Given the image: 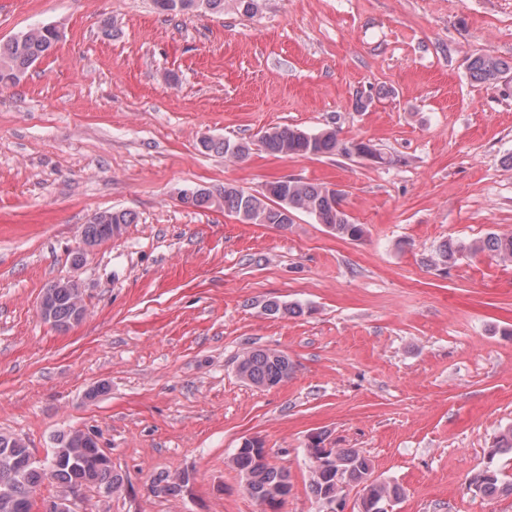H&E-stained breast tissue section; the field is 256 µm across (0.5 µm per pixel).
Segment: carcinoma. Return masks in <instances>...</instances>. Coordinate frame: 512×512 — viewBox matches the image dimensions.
Returning <instances> with one entry per match:
<instances>
[{
    "mask_svg": "<svg viewBox=\"0 0 512 512\" xmlns=\"http://www.w3.org/2000/svg\"><path fill=\"white\" fill-rule=\"evenodd\" d=\"M226 0H154L162 13L188 14L205 12L224 13ZM62 38V32L52 24L33 26L18 34L5 44H0V86L19 83L30 68L40 59L50 55ZM512 69L509 63L487 54L472 57L468 64L470 77L481 83L494 84L500 76ZM260 143L268 153L275 156L350 155V144L342 142L336 130L322 129L307 132L297 127H273L264 131ZM207 152L229 155L242 160L249 147L241 142L208 138L200 140ZM342 195L329 192L325 184L290 179L278 184V189L269 194L265 191L255 195L232 185L204 187L202 191L181 202L195 208L209 209L217 206L255 224H272L286 228L294 223V216L306 213L317 223L325 225L336 235L358 240L364 235V226L351 221L341 206ZM135 214L130 211H101L97 223L82 228L85 237L103 240L108 237L109 225L132 224ZM441 257L451 260L458 254L485 253L502 263L512 262V235L495 232L470 243L448 240L441 245ZM43 297L51 303L57 323L70 320L77 306L82 304L77 291L61 292L46 288ZM264 310L272 316H295L302 308L297 304L271 300ZM237 375L246 383L259 389H270L288 380L292 364L284 353L272 349H252L239 356ZM264 443L255 437L244 440L243 446L234 449L231 462L241 478L248 481V495L268 512L267 505L272 491L288 484V472L269 461V455L259 451ZM512 453V427L503 430L488 452L487 462L475 472L469 488L476 494L493 495L498 491H512V485H500V470L495 458ZM54 464H41L32 457L25 441L19 437L0 434V512H30L33 495L44 481L54 482L60 494L45 504V512H60V501L68 497L74 487L110 489L118 495L125 490V476L112 466L111 458L98 447L90 434L73 430L58 443L51 453ZM372 466L365 456L349 448H331L325 458L310 460L309 490L318 500L325 496L339 497L348 485L361 487L366 494L368 508L373 512L377 506L388 505L401 498L403 489L386 481L371 478ZM182 488L179 476L164 477L151 486L154 493L175 494Z\"/></svg>",
    "mask_w": 512,
    "mask_h": 512,
    "instance_id": "cac0c4a2",
    "label": "carcinoma"
}]
</instances>
